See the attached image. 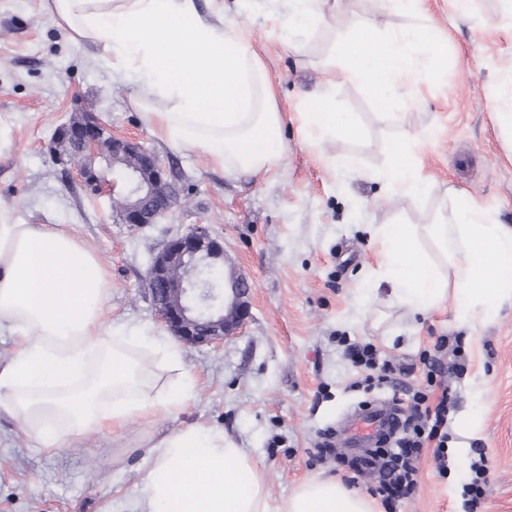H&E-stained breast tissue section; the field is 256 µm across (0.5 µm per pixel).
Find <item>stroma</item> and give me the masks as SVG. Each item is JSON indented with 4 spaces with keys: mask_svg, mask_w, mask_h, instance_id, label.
Returning a JSON list of instances; mask_svg holds the SVG:
<instances>
[{
    "mask_svg": "<svg viewBox=\"0 0 512 512\" xmlns=\"http://www.w3.org/2000/svg\"><path fill=\"white\" fill-rule=\"evenodd\" d=\"M280 8L279 0H224L226 27L250 31L283 116L279 166L249 176L159 141L129 105L127 86L113 80L111 65L56 24L44 0H0V215L74 232L109 273L106 325L146 336L165 332L146 280L164 242L192 224L223 239L218 267L247 277L251 316L223 345H183L196 395L177 420L160 425L223 429L259 464L276 500L312 477L348 481V463L361 454L348 442L350 415L364 403L391 401L388 391L356 387L361 371L345 355L348 344H373L411 367L405 382L420 386V353L439 336L459 342L465 368L448 376V469L439 472L432 455H423L418 490L397 501L395 512H465L479 448L488 461L479 512H512V304L493 321L472 324L459 321L449 301L425 315L389 306L384 283L377 300L357 303L379 263L369 225L431 223L457 191L512 224V161L493 119L512 60V31L501 27L512 0H471L463 15L454 0H422L418 13L391 12L384 0H341L331 29L314 34L272 30L269 16ZM353 12L381 34L431 24L447 51L437 62L439 78L417 96L396 95L388 117L361 86L337 85L336 109L357 117L360 135L330 141L320 152L304 143L295 114L316 90ZM78 109L94 113L108 133L158 154L174 190L160 223H118L108 199L91 197L75 171L54 163L53 133ZM427 126L438 131L419 147L431 190L403 209L372 173L383 167L395 134ZM328 154L353 158L355 169L329 170ZM473 409L480 422L469 433L459 416ZM327 433L339 454L321 458L315 448ZM142 454L97 432L66 448H43L15 420L1 418L0 512H128L141 490Z\"/></svg>",
    "mask_w": 512,
    "mask_h": 512,
    "instance_id": "obj_1",
    "label": "stroma"
}]
</instances>
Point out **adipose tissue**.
I'll return each mask as SVG.
<instances>
[{"label": "adipose tissue", "instance_id": "1", "mask_svg": "<svg viewBox=\"0 0 512 512\" xmlns=\"http://www.w3.org/2000/svg\"><path fill=\"white\" fill-rule=\"evenodd\" d=\"M273 27L316 32L340 0H286ZM54 21L112 63L128 85V101L144 113L159 140L207 155L225 171L263 175L283 156L282 115L266 64L245 29H224V0L201 13L194 0H51ZM445 46L412 25L381 36L349 14L338 51L299 114L311 144L357 139L354 118L333 102L336 84L362 86L377 109L395 91L432 82ZM434 129L394 136L377 177L400 201L417 203L429 190L417 147ZM381 275L390 300L426 314L453 300L460 317L493 320L512 303V226L492 210L457 199L449 218L432 224H383ZM105 268L74 235L56 224L0 219V333L19 349L0 362V414L20 422L45 448H62L87 430L124 444L130 422L149 424L141 493L131 512H373L371 500L333 479H311L277 502L255 460L223 430L189 424L154 429L195 396L182 351L165 336L105 330Z\"/></svg>", "mask_w": 512, "mask_h": 512}]
</instances>
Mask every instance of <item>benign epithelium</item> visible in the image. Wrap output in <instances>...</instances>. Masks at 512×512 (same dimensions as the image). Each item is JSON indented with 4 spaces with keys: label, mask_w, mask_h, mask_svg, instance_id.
Returning a JSON list of instances; mask_svg holds the SVG:
<instances>
[{
    "label": "benign epithelium",
    "mask_w": 512,
    "mask_h": 512,
    "mask_svg": "<svg viewBox=\"0 0 512 512\" xmlns=\"http://www.w3.org/2000/svg\"><path fill=\"white\" fill-rule=\"evenodd\" d=\"M56 164L76 167L93 196L110 189L122 224H155L173 205V192L160 158L139 142L111 136L92 114L55 131ZM224 256L223 240L204 224L169 238L147 272L161 323L188 345L220 344L235 336L250 316V284L241 274L224 280L215 261Z\"/></svg>",
    "instance_id": "benign-epithelium-1"
}]
</instances>
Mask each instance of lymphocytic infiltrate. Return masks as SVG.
<instances>
[{"instance_id":"lymphocytic-infiltrate-1","label":"lymphocytic infiltrate","mask_w":512,"mask_h":512,"mask_svg":"<svg viewBox=\"0 0 512 512\" xmlns=\"http://www.w3.org/2000/svg\"><path fill=\"white\" fill-rule=\"evenodd\" d=\"M447 347L445 337L441 336L433 349L421 353L419 360L425 370V383L412 393L409 413L394 419L392 445L367 452L349 464L355 475L377 474L372 492L383 502H395L415 491L418 484L415 462L423 449L433 448L436 462L445 458L448 443L445 422L451 394L443 379L441 354ZM346 354L353 363L366 368L364 383L369 387L388 381L400 386L402 376L409 373L407 367L397 368L390 361L379 360L377 349L369 344L348 346Z\"/></svg>"}]
</instances>
